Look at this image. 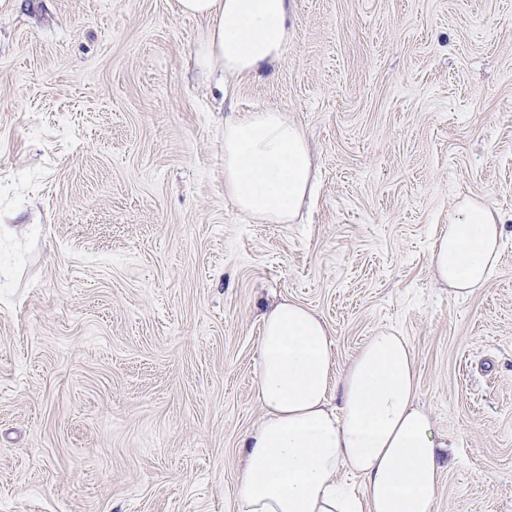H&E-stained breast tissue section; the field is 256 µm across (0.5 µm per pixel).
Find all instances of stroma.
Here are the masks:
<instances>
[{"mask_svg": "<svg viewBox=\"0 0 512 512\" xmlns=\"http://www.w3.org/2000/svg\"><path fill=\"white\" fill-rule=\"evenodd\" d=\"M275 69L223 93L177 0H0V512H227L259 422L261 317L345 366L405 336L453 456L433 512H512V0H292ZM308 135L293 223L224 193V120ZM506 237L433 276L459 203ZM503 233L500 215L477 202H463L448 230L433 243L434 276L448 284L455 295H471L490 278Z\"/></svg>", "mask_w": 512, "mask_h": 512, "instance_id": "1", "label": "stroma"}]
</instances>
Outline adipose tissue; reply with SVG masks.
<instances>
[{
  "mask_svg": "<svg viewBox=\"0 0 512 512\" xmlns=\"http://www.w3.org/2000/svg\"><path fill=\"white\" fill-rule=\"evenodd\" d=\"M206 19L197 63L238 78L274 68L291 36V0H178ZM314 187L303 129L268 109L224 122V192L243 214L291 223ZM503 221L463 202L433 243L435 277L468 296L490 278ZM258 424L241 439L243 467L230 512H432L443 442L418 402L405 337L371 336L337 367L329 331L312 310L285 300L264 313L258 344ZM339 390L340 403L328 394ZM361 482L348 491L345 475Z\"/></svg>",
  "mask_w": 512,
  "mask_h": 512,
  "instance_id": "ef3b65f1",
  "label": "adipose tissue"
}]
</instances>
